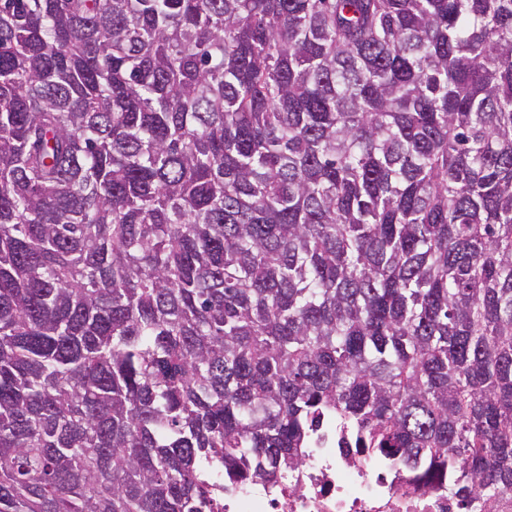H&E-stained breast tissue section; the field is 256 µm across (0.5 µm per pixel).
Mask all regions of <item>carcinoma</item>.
<instances>
[{
    "label": "carcinoma",
    "mask_w": 512,
    "mask_h": 512,
    "mask_svg": "<svg viewBox=\"0 0 512 512\" xmlns=\"http://www.w3.org/2000/svg\"><path fill=\"white\" fill-rule=\"evenodd\" d=\"M323 418L512 493V0H0V512H205Z\"/></svg>",
    "instance_id": "obj_1"
}]
</instances>
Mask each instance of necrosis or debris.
I'll return each instance as SVG.
<instances>
[{
    "instance_id": "obj_1",
    "label": "necrosis or debris",
    "mask_w": 512,
    "mask_h": 512,
    "mask_svg": "<svg viewBox=\"0 0 512 512\" xmlns=\"http://www.w3.org/2000/svg\"><path fill=\"white\" fill-rule=\"evenodd\" d=\"M306 453V465L275 484L236 481L210 512H460L448 495L413 491L382 463L342 457L335 425Z\"/></svg>"
}]
</instances>
